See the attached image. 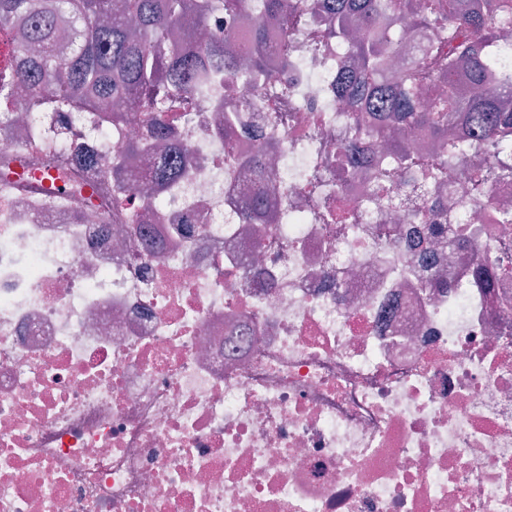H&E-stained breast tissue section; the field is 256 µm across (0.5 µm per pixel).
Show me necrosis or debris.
<instances>
[{"instance_id":"1","label":"necrosis or debris","mask_w":512,"mask_h":512,"mask_svg":"<svg viewBox=\"0 0 512 512\" xmlns=\"http://www.w3.org/2000/svg\"><path fill=\"white\" fill-rule=\"evenodd\" d=\"M288 42L286 71L217 79L172 113L181 176L154 189L165 211L121 202L117 222L80 192L31 193L40 166L0 170V512H512V238L483 197L473 149L436 190L423 163L397 169L374 127L371 165L339 182L336 145L356 118L336 94L335 56ZM247 123L225 148L211 105ZM0 154L46 156L30 99L10 97ZM70 149L111 162L138 190L150 161L128 154L137 107L93 135L88 112L57 113ZM270 155L287 196L270 224L236 199ZM422 188L454 247H410L399 201Z\"/></svg>"}]
</instances>
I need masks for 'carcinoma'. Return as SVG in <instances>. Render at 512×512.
Wrapping results in <instances>:
<instances>
[{
    "instance_id": "obj_1",
    "label": "carcinoma",
    "mask_w": 512,
    "mask_h": 512,
    "mask_svg": "<svg viewBox=\"0 0 512 512\" xmlns=\"http://www.w3.org/2000/svg\"><path fill=\"white\" fill-rule=\"evenodd\" d=\"M263 14L252 16V0H0V35L11 46L9 64L0 70V110L7 93L23 89L37 108L56 112L76 109L107 112L119 101L138 105L147 142L170 149L171 112H182L206 91L212 69L234 79L242 70L267 75L270 52L264 42L267 25L278 27L279 47L288 66L289 32L302 10L317 4L324 16L322 42H336L359 59L360 67L343 74L337 94L351 104L382 117L385 127L421 128L429 132L438 153L450 156L471 148L507 143L512 134V107L503 92L512 74L499 68L498 24L512 18V0H422L418 13H408L407 0H262ZM223 10L249 28L251 52L243 57L212 33L190 46L185 37ZM408 24L432 31L419 55L411 54L397 28ZM55 152L43 166L59 177L78 182L90 159L68 162L70 133L49 127ZM180 175V163L162 162L150 171L152 181L169 182ZM512 176V164L492 163L473 178L477 195ZM265 187L243 209L242 222L265 217ZM99 219L112 220V181L91 186L84 198ZM411 218L428 225L433 241H444L448 225L420 206Z\"/></svg>"
}]
</instances>
